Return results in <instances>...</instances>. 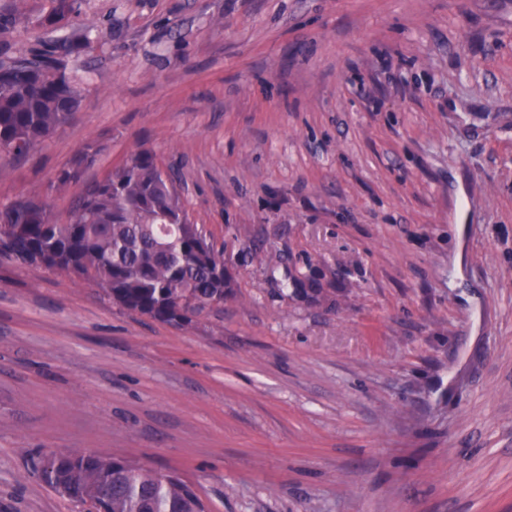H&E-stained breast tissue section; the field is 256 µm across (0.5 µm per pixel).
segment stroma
I'll return each instance as SVG.
<instances>
[{
  "label": "stroma",
  "mask_w": 512,
  "mask_h": 512,
  "mask_svg": "<svg viewBox=\"0 0 512 512\" xmlns=\"http://www.w3.org/2000/svg\"><path fill=\"white\" fill-rule=\"evenodd\" d=\"M84 103L0 204L141 148L234 297L179 328L0 259V512L87 448L208 512H512V0H83ZM98 153V148L94 145H87L79 151L70 161L67 167L63 168L56 177L58 188H67L78 184L84 170L92 165Z\"/></svg>",
  "instance_id": "stroma-1"
}]
</instances>
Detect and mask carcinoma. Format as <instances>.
<instances>
[{"mask_svg":"<svg viewBox=\"0 0 512 512\" xmlns=\"http://www.w3.org/2000/svg\"><path fill=\"white\" fill-rule=\"evenodd\" d=\"M82 0H50L30 15L18 4L0 9V33L19 25L54 30L80 14ZM91 28L27 50L0 43V157L22 159L68 124L83 103L74 63L91 48ZM98 148L79 151L56 177L78 184ZM0 256L20 265L70 272L123 308L184 327L232 295L224 252L193 223L176 175L142 148L101 181L85 186L64 224L39 198L0 207ZM30 474L99 512H206L194 489L173 471L87 449L47 453Z\"/></svg>","mask_w":512,"mask_h":512,"instance_id":"carcinoma-1","label":"carcinoma"}]
</instances>
